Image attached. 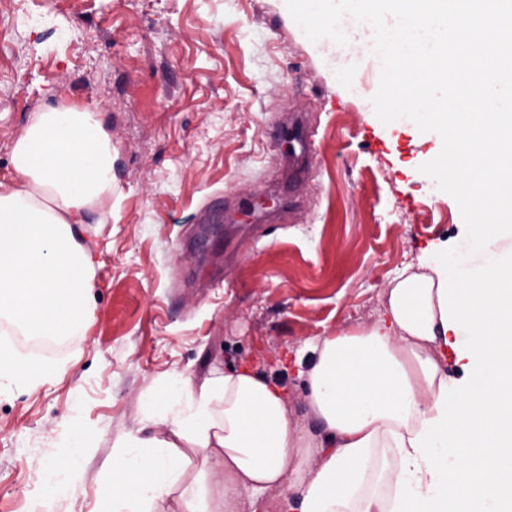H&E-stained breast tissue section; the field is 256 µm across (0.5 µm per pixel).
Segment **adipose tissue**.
I'll return each mask as SVG.
<instances>
[{"label": "adipose tissue", "instance_id": "adipose-tissue-1", "mask_svg": "<svg viewBox=\"0 0 512 512\" xmlns=\"http://www.w3.org/2000/svg\"><path fill=\"white\" fill-rule=\"evenodd\" d=\"M112 139L76 105L34 113L0 180V321L80 330L93 264L73 227L112 195ZM455 346L472 371L448 376ZM288 388L249 368L169 376L113 440L99 512H512V258L402 273L381 318L322 336ZM87 433L49 472L67 494ZM187 487L177 478L189 466Z\"/></svg>", "mask_w": 512, "mask_h": 512}]
</instances>
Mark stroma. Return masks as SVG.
<instances>
[{
  "mask_svg": "<svg viewBox=\"0 0 512 512\" xmlns=\"http://www.w3.org/2000/svg\"><path fill=\"white\" fill-rule=\"evenodd\" d=\"M380 75L366 42H311L284 0H0V180L49 105L96 112L115 149L112 197L78 234L85 327L18 352L54 380L0 386V512H97L113 440L171 374L249 362L297 408L311 343L377 318L403 271L486 263L420 171L441 141L376 116ZM295 118L314 144L292 188L275 134ZM75 429L74 491L44 497Z\"/></svg>",
  "mask_w": 512,
  "mask_h": 512,
  "instance_id": "35a3bbf8",
  "label": "stroma"
}]
</instances>
